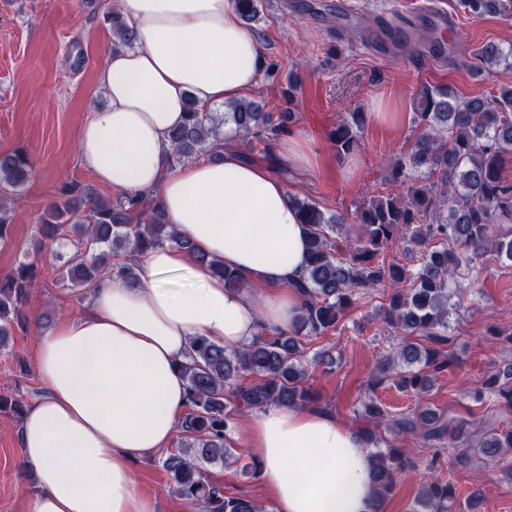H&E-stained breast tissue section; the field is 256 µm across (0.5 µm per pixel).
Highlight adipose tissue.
<instances>
[{
    "mask_svg": "<svg viewBox=\"0 0 512 512\" xmlns=\"http://www.w3.org/2000/svg\"><path fill=\"white\" fill-rule=\"evenodd\" d=\"M135 32L98 73L107 99L81 126V166L101 185L147 197L183 247L137 258L136 285L107 277L83 312L40 336L45 384L19 431L38 493L30 512H162L131 464L165 448L186 403L180 369L193 338L246 344L298 318L307 237L270 167L223 157L173 163L170 134L187 98L241 99L265 57L234 0H118ZM203 252L245 288L198 265ZM234 434L255 455L272 512H371L370 454L356 429L312 408L251 412Z\"/></svg>",
    "mask_w": 512,
    "mask_h": 512,
    "instance_id": "1",
    "label": "adipose tissue"
}]
</instances>
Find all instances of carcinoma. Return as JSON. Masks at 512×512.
Segmentation results:
<instances>
[{"instance_id": "carcinoma-1", "label": "carcinoma", "mask_w": 512, "mask_h": 512, "mask_svg": "<svg viewBox=\"0 0 512 512\" xmlns=\"http://www.w3.org/2000/svg\"><path fill=\"white\" fill-rule=\"evenodd\" d=\"M242 21L249 25L261 18L263 0H235ZM476 16L512 13V0H460ZM114 45L128 47L133 31L123 18L109 13ZM479 58L488 64L512 59V47L486 42ZM417 124L428 131L417 137L411 149L390 162L383 188L355 206L352 221L359 228L349 243L345 219L326 215L319 203L292 198L299 222L308 231V264L298 285L305 302L292 328L273 329L249 343L226 348L206 337L192 340L188 359L182 364L188 382L187 413L180 425V445L163 461L169 490L201 505L203 512H261L249 499L228 497L224 489L207 479L206 464L237 462L228 433L246 414L271 405L303 407L316 401L305 385L308 362L303 339L336 329L345 313L360 299V292L382 288L390 296L384 322L404 331L394 355L378 362L379 380L394 367H410L393 378L399 388L417 394L427 392L437 374L448 369L442 347L448 343L449 280L468 269L486 248L512 261V185L502 177V158L512 152V88L498 96L463 97L446 87L425 86L413 102ZM293 119L290 112L273 115L257 102L238 101L224 112H210L188 98L186 117L170 135L172 160L189 162L202 155L219 156L227 124L241 136L265 142L284 132ZM366 115L351 112L331 133L336 153L354 154L359 147ZM34 169L23 149L0 155V241L7 238L12 214L6 194L25 185ZM40 236L46 240H70L76 251L68 260L66 278L75 288H93L103 272L134 283L138 278L136 256L168 242L186 249L158 207L136 195L104 200L78 183L64 184L57 200L38 219ZM398 238L421 249L419 267L375 261ZM104 250L86 256L99 247ZM197 262L224 278L232 289L246 286L232 269L196 255ZM37 271L22 263L0 278V344L22 323ZM422 336L432 346L412 341ZM251 376L249 384L239 383ZM484 392L494 402L512 410V364L490 374ZM364 421L374 427L360 428L364 444L376 448L371 478L376 488L372 512H384V504L404 472L416 463L403 448H380L376 431L386 425L398 433L417 436L434 448L427 469L433 474L422 485L421 505L429 512H453L455 491L451 478L435 473L443 450L462 449L461 463L469 452L500 464L512 482V430L489 433L471 443L470 421L454 411L422 412L394 417L376 401L363 404Z\"/></svg>"}]
</instances>
